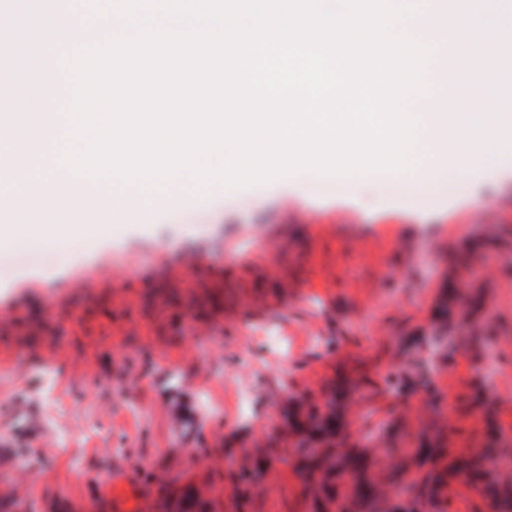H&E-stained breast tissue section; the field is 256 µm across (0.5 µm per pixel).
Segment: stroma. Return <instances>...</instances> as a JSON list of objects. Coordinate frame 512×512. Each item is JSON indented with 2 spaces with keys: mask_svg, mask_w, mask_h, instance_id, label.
Returning <instances> with one entry per match:
<instances>
[{
  "mask_svg": "<svg viewBox=\"0 0 512 512\" xmlns=\"http://www.w3.org/2000/svg\"><path fill=\"white\" fill-rule=\"evenodd\" d=\"M317 183L302 173L191 196L175 184V205L118 221L112 237L25 257L0 249V456L34 478L18 512H138L167 494L151 478L159 469L212 483L214 512H241L229 475L251 468L249 447L283 448L271 424L287 401L321 403L345 375L362 380L349 429L373 434L401 417L397 447L423 428L403 412L426 384L437 398L427 421L453 452L487 443L492 423L512 434V398L471 405L479 356L512 368V273L484 274L512 264V149L433 190L407 173L378 180L373 203L355 184L337 196ZM291 236L305 242L298 255L268 252ZM401 239L420 260L389 281ZM463 266L465 298L489 310L438 329L434 306ZM21 347L41 351L42 373L14 366ZM72 360L84 379H70ZM242 383L256 394L246 420ZM242 512H306L289 463Z\"/></svg>",
  "mask_w": 512,
  "mask_h": 512,
  "instance_id": "stroma-1",
  "label": "stroma"
}]
</instances>
